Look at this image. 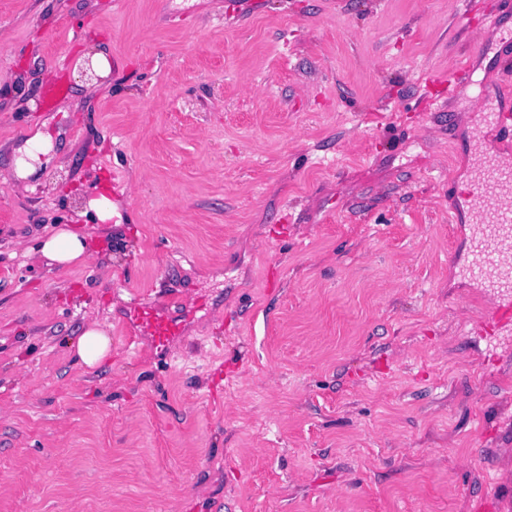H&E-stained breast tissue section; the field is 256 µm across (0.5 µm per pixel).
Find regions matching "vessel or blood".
Listing matches in <instances>:
<instances>
[{"mask_svg":"<svg viewBox=\"0 0 512 512\" xmlns=\"http://www.w3.org/2000/svg\"><path fill=\"white\" fill-rule=\"evenodd\" d=\"M483 112L485 127L499 132L511 145L512 114L491 101L485 102ZM467 198L473 209L475 241L468 272L472 278L488 282L496 292L477 330L495 336L512 330V166L495 164L482 169ZM129 319L139 329L138 335L128 339L133 346L146 336L161 349L182 331L181 323L158 306L139 300L132 302Z\"/></svg>","mask_w":512,"mask_h":512,"instance_id":"1","label":"vessel or blood"}]
</instances>
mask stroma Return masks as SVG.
Listing matches in <instances>:
<instances>
[{"label": "stroma", "mask_w": 512, "mask_h": 512, "mask_svg": "<svg viewBox=\"0 0 512 512\" xmlns=\"http://www.w3.org/2000/svg\"><path fill=\"white\" fill-rule=\"evenodd\" d=\"M511 30L512 0H0V512H512V335L469 333L483 113L425 91L465 62L512 111ZM62 224L66 270L30 256ZM136 297L190 309L166 353L127 349ZM41 138L39 134L35 135L28 145L19 150L14 170L17 179L24 180L31 176L42 164L38 153L48 154L52 149V144H43ZM89 255L87 235L80 229L75 230L73 226L63 224L45 237L35 258L43 257L49 261V265L54 263L57 267H66L83 262ZM111 353V338L105 325L91 323L79 337L75 356L77 362L87 368L102 364Z\"/></svg>", "instance_id": "obj_1"}]
</instances>
